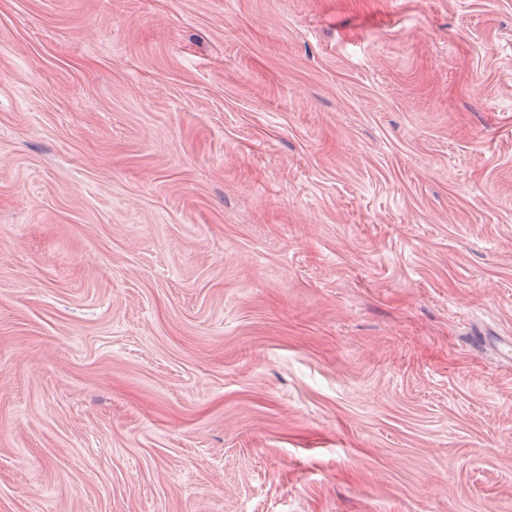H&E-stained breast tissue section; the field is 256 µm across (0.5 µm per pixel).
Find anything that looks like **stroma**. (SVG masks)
<instances>
[{
	"label": "stroma",
	"instance_id": "35a3bbf8",
	"mask_svg": "<svg viewBox=\"0 0 512 512\" xmlns=\"http://www.w3.org/2000/svg\"><path fill=\"white\" fill-rule=\"evenodd\" d=\"M512 0H0V512H512Z\"/></svg>",
	"mask_w": 512,
	"mask_h": 512
}]
</instances>
